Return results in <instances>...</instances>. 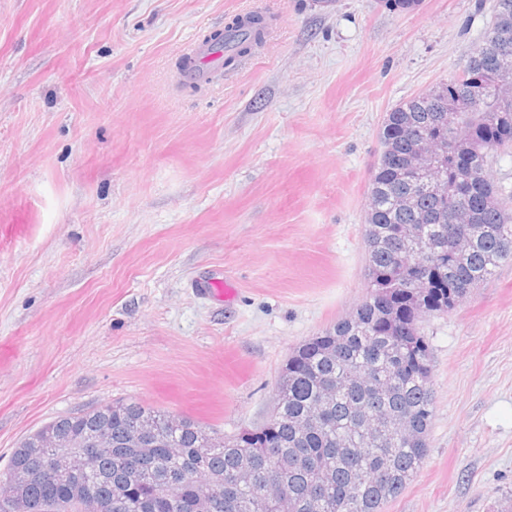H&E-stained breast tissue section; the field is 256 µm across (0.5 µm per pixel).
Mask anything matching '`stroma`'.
<instances>
[{
    "mask_svg": "<svg viewBox=\"0 0 512 512\" xmlns=\"http://www.w3.org/2000/svg\"><path fill=\"white\" fill-rule=\"evenodd\" d=\"M492 3L0 0V474L113 400L224 436L265 424L291 353L365 294L386 113L461 73ZM252 12L261 44L182 80L189 43ZM419 328L428 454L386 512H498L512 262Z\"/></svg>",
    "mask_w": 512,
    "mask_h": 512,
    "instance_id": "obj_1",
    "label": "stroma"
}]
</instances>
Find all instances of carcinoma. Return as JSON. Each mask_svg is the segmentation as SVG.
Masks as SVG:
<instances>
[{
	"label": "carcinoma",
	"mask_w": 512,
	"mask_h": 512,
	"mask_svg": "<svg viewBox=\"0 0 512 512\" xmlns=\"http://www.w3.org/2000/svg\"><path fill=\"white\" fill-rule=\"evenodd\" d=\"M264 19L256 14L233 20L207 40L224 46V66L247 53L261 38ZM488 89L512 80V42L499 51L476 48L461 75L440 84L441 105L415 95L387 113L381 139L388 156L380 158L369 185L365 219L367 293L354 312L300 345L288 358L270 419L254 430L223 438L199 460L195 449L208 431L190 418L168 426L170 415L136 401L118 400L107 409L93 408L58 417L44 428L79 442L99 426L112 427V451L97 457L94 493L103 512H192L199 487L224 486L222 506L214 512H311L307 491L326 486L320 512H382L419 470L428 448L434 391L430 349L418 322L425 314L453 309L489 280L500 264L512 261V215L487 177L490 153L512 147V103L502 105L487 94L474 100L468 79ZM442 111L448 121L439 124ZM468 121V135L431 176L448 185L468 183L459 197L414 191L402 164L416 150L409 132L445 137ZM412 195L399 209L397 196ZM422 224L429 255L415 267L401 264L402 229ZM422 294V309L413 293ZM321 406L323 417L308 428L296 421ZM140 417L164 424L154 459L132 466L138 449L125 446L126 428ZM402 420L419 438L399 443L379 441L369 421ZM22 440L10 464L39 471L41 449ZM278 456L277 474L288 485V504L264 500L232 485L245 468L263 470L267 455ZM78 487L66 478L37 477L25 484L17 504L0 512H73Z\"/></svg>",
	"instance_id": "carcinoma-1"
}]
</instances>
